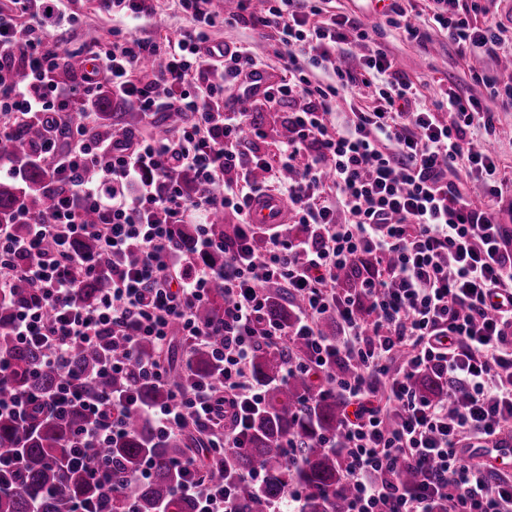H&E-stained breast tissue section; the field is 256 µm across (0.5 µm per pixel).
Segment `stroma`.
Instances as JSON below:
<instances>
[{"label": "stroma", "instance_id": "1", "mask_svg": "<svg viewBox=\"0 0 512 512\" xmlns=\"http://www.w3.org/2000/svg\"><path fill=\"white\" fill-rule=\"evenodd\" d=\"M398 3L412 21L425 26L429 36L425 47L407 42L401 29L392 23L388 9H376L374 0H321L320 6L326 18L336 14L366 19L374 46L384 50L408 74L426 105H433L440 92L448 90L474 99L480 109L495 112V127L485 138L491 142L500 167L511 173L512 108L501 106L491 98L488 87L473 79L472 59L459 54L445 31L428 26L430 0H398ZM60 8L74 17L72 24L56 31L64 47L72 52L82 49L88 35L111 39L113 27L131 17L122 0H62ZM189 26L179 0H159L155 22L138 29L137 34L148 40L162 36L174 39Z\"/></svg>", "mask_w": 512, "mask_h": 512}]
</instances>
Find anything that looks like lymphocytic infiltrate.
<instances>
[{"label": "lymphocytic infiltrate", "mask_w": 512, "mask_h": 512, "mask_svg": "<svg viewBox=\"0 0 512 512\" xmlns=\"http://www.w3.org/2000/svg\"><path fill=\"white\" fill-rule=\"evenodd\" d=\"M236 2L222 14L213 0H180L193 29L175 43L113 31L109 48L95 41L81 52L88 67L66 87L54 74L70 54L48 29L62 14L48 0L0 6V66L22 65L28 76L23 86L0 85V138L34 114L45 127L33 153L0 160V176L40 164L56 194L49 214L21 204L11 223L0 224V299L16 281L31 288L8 331L39 350L40 367L60 374L43 395L1 388L0 417L22 421L45 409L61 420L84 411L67 465L85 471L100 498L74 512H100L110 497L113 468L104 450L127 434L131 417L160 438L204 430L206 461H175L176 493L194 512H233V487L213 483L209 465L244 447L264 405L266 390L250 374L255 352L297 338L308 350L289 373L320 379L336 358L355 370L328 385L347 406L341 453L351 493L343 512H512V481L464 455L512 431V236L466 187L479 182L493 197L512 188L473 134L493 128L494 113L454 92L435 109L420 107L413 83L372 48L361 22L321 19L316 0ZM434 4V23L460 53L499 55L497 21L474 25L460 0ZM220 23L275 38L287 80L261 83L265 57L246 44L213 42L209 30ZM357 47L361 70L343 67ZM154 57L163 64L152 70L146 62ZM105 87L113 104L134 106L150 121L175 119L174 130L92 136L88 120L63 123L72 103ZM365 96L372 106L338 111V100ZM248 99L287 129L274 151L261 149L255 110L241 106ZM90 168L97 178L88 182L82 174ZM272 190L288 203L287 222L251 224L252 202ZM88 212L94 222H85ZM226 212L238 224L229 243L208 230L212 216ZM17 224L26 225L25 235L14 233ZM185 224L196 229L190 254L176 243ZM81 236L96 239L112 263L89 304L78 290L98 266L75 251ZM258 237L259 253L252 247ZM219 253L220 266L212 261ZM355 265L360 287H340L339 271ZM218 282L224 316L201 323L195 312ZM275 288L296 301L293 324L268 319ZM326 315L335 317L336 335L320 330ZM176 328L193 344L211 345L216 382L169 386L157 355ZM105 338L122 353L103 360L96 380L125 375L132 382L90 394L85 379L68 371L70 353ZM145 339L154 356L141 353ZM427 371L446 383L445 398L417 394L414 379ZM141 382L168 386L167 399L143 404ZM406 469L413 482H403Z\"/></svg>", "instance_id": "f902f5d3"}]
</instances>
